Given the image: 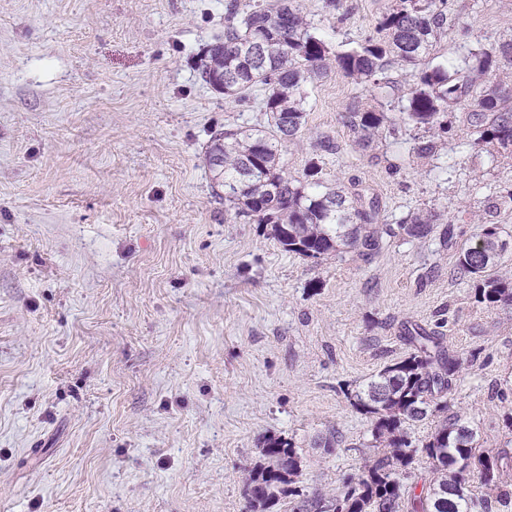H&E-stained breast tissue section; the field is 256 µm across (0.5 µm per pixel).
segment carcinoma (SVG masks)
<instances>
[{"instance_id": "1", "label": "carcinoma", "mask_w": 512, "mask_h": 512, "mask_svg": "<svg viewBox=\"0 0 512 512\" xmlns=\"http://www.w3.org/2000/svg\"><path fill=\"white\" fill-rule=\"evenodd\" d=\"M325 13L343 23L344 0H322ZM448 34L447 0H391L374 33L345 48H333L319 36L298 0H224V35L207 45L197 58L199 79L226 100L256 101L268 127L239 126L217 131L205 151V161L224 193V210L270 224L284 250L302 258L322 259L354 249L363 257L380 250L371 231L378 223L376 200L359 184L330 187L316 162L300 181L280 164L282 148L305 125L306 86L315 76L336 66L354 82L376 86L388 68L398 64L411 72L413 86L399 100L401 122L414 140L413 152L434 156L452 131L453 113H467L473 146L481 150L512 146V105L502 83L487 76L512 69V39L491 49L471 50L460 63L433 62L431 51ZM346 122L364 146L394 135L382 109L350 111ZM437 215L408 214L399 233L424 239ZM506 244L495 224L479 225L476 240L457 251L458 270L477 283L475 298L488 306L512 302V276L498 275ZM410 352L385 365L355 391L356 406L373 418V440L386 448L340 496L304 498L293 512H473L478 498L469 486L477 474L481 484L504 508L512 506V491L503 481L501 458L474 446L475 432L461 417L443 420L421 447L412 446L406 425L448 410L459 380L460 359L443 338L418 328L405 337ZM429 461L437 479L418 494L403 484L417 457ZM264 463L251 471L246 492L250 512H275L289 497L301 496L296 486L300 460L292 442L266 440Z\"/></svg>"}]
</instances>
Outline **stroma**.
Listing matches in <instances>:
<instances>
[{
  "instance_id": "35a3bbf8",
  "label": "stroma",
  "mask_w": 512,
  "mask_h": 512,
  "mask_svg": "<svg viewBox=\"0 0 512 512\" xmlns=\"http://www.w3.org/2000/svg\"><path fill=\"white\" fill-rule=\"evenodd\" d=\"M388 2L345 0L340 25L302 8L336 46ZM223 32L224 0H0V512H247L269 437L305 496L343 494L383 454L353 394L410 324L459 356L449 410L476 447L512 455V305L478 303L439 232L397 233L427 209L461 243L498 225L512 272V153L473 150L461 112L439 156L363 147L345 114L385 92L329 69L282 163L374 194L381 249L289 253L205 162L213 132L267 123L197 78ZM511 37L512 0H448L437 52Z\"/></svg>"
}]
</instances>
